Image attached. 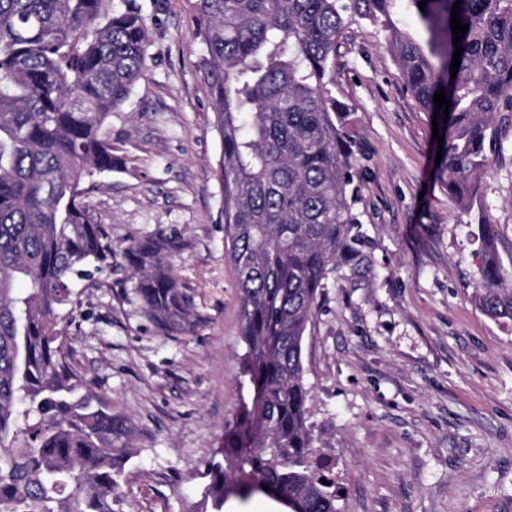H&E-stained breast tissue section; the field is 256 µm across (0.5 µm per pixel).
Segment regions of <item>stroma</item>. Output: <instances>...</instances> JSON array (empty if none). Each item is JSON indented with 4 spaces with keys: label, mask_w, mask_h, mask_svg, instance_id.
Instances as JSON below:
<instances>
[{
    "label": "stroma",
    "mask_w": 512,
    "mask_h": 512,
    "mask_svg": "<svg viewBox=\"0 0 512 512\" xmlns=\"http://www.w3.org/2000/svg\"><path fill=\"white\" fill-rule=\"evenodd\" d=\"M149 68L105 132L117 171L81 201L111 248L58 329L86 388L132 427L122 512H214L208 462L253 387L224 254L219 142L189 0H131ZM382 26L351 20L330 91L363 156L369 263L329 279L303 343L309 422L341 512H512V321L476 302L478 226L512 260V118L478 195L435 176L432 120L403 91ZM170 238L192 325L166 335L133 294L131 241Z\"/></svg>",
    "instance_id": "stroma-1"
}]
</instances>
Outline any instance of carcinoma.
Returning <instances> with one entry per match:
<instances>
[{"instance_id":"obj_1","label":"carcinoma","mask_w":512,"mask_h":512,"mask_svg":"<svg viewBox=\"0 0 512 512\" xmlns=\"http://www.w3.org/2000/svg\"><path fill=\"white\" fill-rule=\"evenodd\" d=\"M105 0H0V512H118L131 428L105 397L82 391L56 330L73 278L103 260L81 184L116 169L103 126L148 69V32ZM203 45L224 193V249L240 295L243 374L254 388L224 429V462L206 495L268 486L302 512H340L309 424L303 340L329 278L366 259L362 174L329 85L348 21H389L397 0H189ZM409 0L426 40L392 25L386 40L404 91L437 116L441 179L471 198L512 112V0H462L468 25L456 76V0ZM480 308L512 320V269L494 225H479ZM151 236L127 251L134 293L164 334L190 322L170 260ZM27 288L19 291L15 284Z\"/></svg>"}]
</instances>
